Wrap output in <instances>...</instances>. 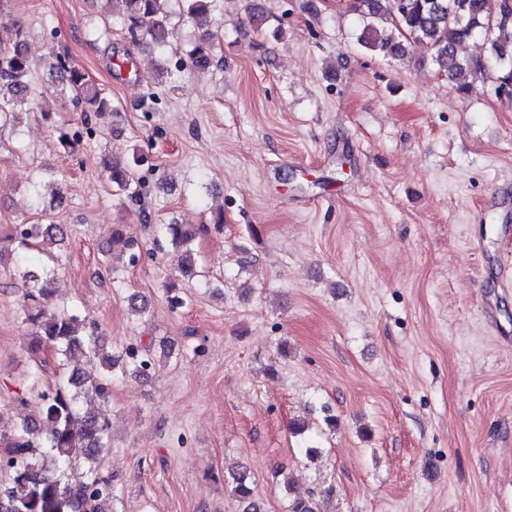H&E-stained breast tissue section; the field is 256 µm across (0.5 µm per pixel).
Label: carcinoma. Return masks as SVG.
<instances>
[{
  "mask_svg": "<svg viewBox=\"0 0 512 512\" xmlns=\"http://www.w3.org/2000/svg\"><path fill=\"white\" fill-rule=\"evenodd\" d=\"M112 6V22L130 36V42L145 39L165 52L169 30V0H104ZM219 0H181V9L201 30L185 49V60L195 70L214 66L213 34ZM360 34L358 44L366 51L384 57L402 56L407 41L425 45L432 60L456 81L459 91L474 89L475 75L482 73L481 62L460 54L464 44L482 39L488 45L487 58L496 80H512V8L506 0H350ZM50 75L60 86L59 94L71 92V102L86 112L110 113L121 117L105 90L75 66L67 53H53L44 60ZM32 59L25 36L16 28L8 40L0 39V120L18 117L27 104ZM148 154L135 145L103 160L112 189L129 202L139 205L145 185L140 171ZM198 228L190 224L164 225L163 234L171 247L182 250L179 273H193L195 256L192 242ZM66 232L59 224H24L12 237L17 242L14 273L31 283L24 297L23 322L31 328L30 351L35 356L31 372V392L42 403L35 415L20 419L11 430L0 432V512H115L117 501L112 477L99 473L105 451L111 447L107 410L112 379L125 373L126 359L135 369L149 374L156 362L149 349L139 355L110 354L101 334L88 317L74 309L50 304L54 276L41 267L38 245L45 239L63 241ZM112 246L136 258L138 244L127 238L124 226L112 225ZM49 350L56 360L57 378L43 386L40 354ZM77 355L100 357L106 372L88 378L78 370H68ZM53 463L48 468L46 461ZM255 479L243 468L231 475L232 492L242 512H262L254 494ZM288 495L286 512H323L315 495Z\"/></svg>",
  "mask_w": 512,
  "mask_h": 512,
  "instance_id": "obj_1",
  "label": "carcinoma"
}]
</instances>
